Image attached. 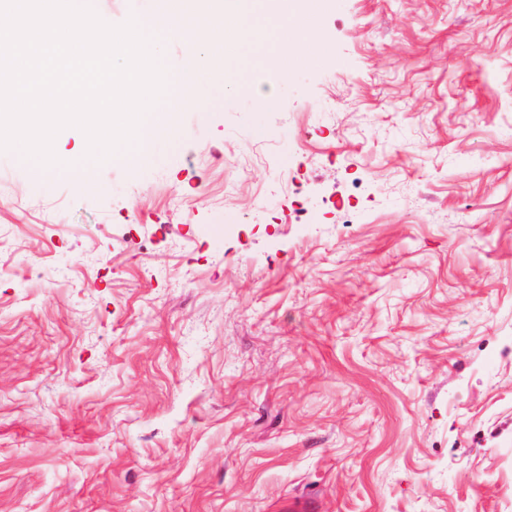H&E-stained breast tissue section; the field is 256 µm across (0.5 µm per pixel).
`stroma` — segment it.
I'll return each instance as SVG.
<instances>
[{"label": "stroma", "instance_id": "obj_1", "mask_svg": "<svg viewBox=\"0 0 512 512\" xmlns=\"http://www.w3.org/2000/svg\"><path fill=\"white\" fill-rule=\"evenodd\" d=\"M274 109L0 152V512H512V0H322Z\"/></svg>", "mask_w": 512, "mask_h": 512}]
</instances>
